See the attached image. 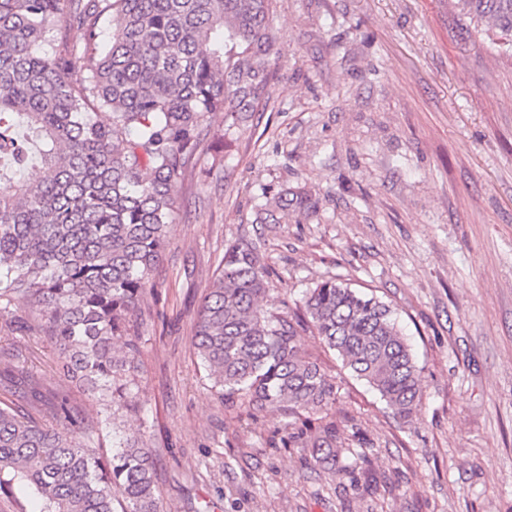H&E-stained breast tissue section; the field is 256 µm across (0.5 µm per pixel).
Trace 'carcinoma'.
Instances as JSON below:
<instances>
[{
  "label": "carcinoma",
  "mask_w": 512,
  "mask_h": 512,
  "mask_svg": "<svg viewBox=\"0 0 512 512\" xmlns=\"http://www.w3.org/2000/svg\"><path fill=\"white\" fill-rule=\"evenodd\" d=\"M276 0H0V160L38 163L35 182L0 173V299L31 313L67 375L97 397L94 424L66 397L40 423L0 405V496L34 495L37 512H160L151 451L113 443L110 456L72 430L109 423L126 398L121 380L138 353L130 320L167 243L177 185L194 167L218 112L265 111L277 80ZM461 17L512 56V0H454ZM68 15L80 31L59 27ZM112 45L102 43L107 27ZM313 212L304 193L278 196ZM267 280L257 246L224 251L194 325L193 346L231 403L292 420L336 402L339 387L298 345L311 332L409 423L421 396L412 349L391 307L325 280L290 316L263 309ZM288 445L310 448L338 484L355 488L369 441L355 423L321 418Z\"/></svg>",
  "instance_id": "cac0c4a2"
}]
</instances>
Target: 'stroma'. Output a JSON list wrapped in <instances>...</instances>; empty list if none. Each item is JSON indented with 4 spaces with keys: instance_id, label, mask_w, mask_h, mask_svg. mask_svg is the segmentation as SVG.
I'll list each match as a JSON object with an SVG mask.
<instances>
[{
    "instance_id": "1",
    "label": "stroma",
    "mask_w": 512,
    "mask_h": 512,
    "mask_svg": "<svg viewBox=\"0 0 512 512\" xmlns=\"http://www.w3.org/2000/svg\"><path fill=\"white\" fill-rule=\"evenodd\" d=\"M278 79L265 111L204 143L178 186L168 242L133 319L136 398L100 430L143 438L162 512H512V58L451 0H277ZM304 192L315 212L264 219ZM260 242L265 309L299 306L327 279L388 303L420 370L412 423L300 338L339 388L329 417L370 442L362 487L340 497L310 449L283 446L279 411L226 405L192 344L228 243ZM0 315V399L53 425L97 403L65 380L54 345ZM43 395L28 401L7 364Z\"/></svg>"
}]
</instances>
